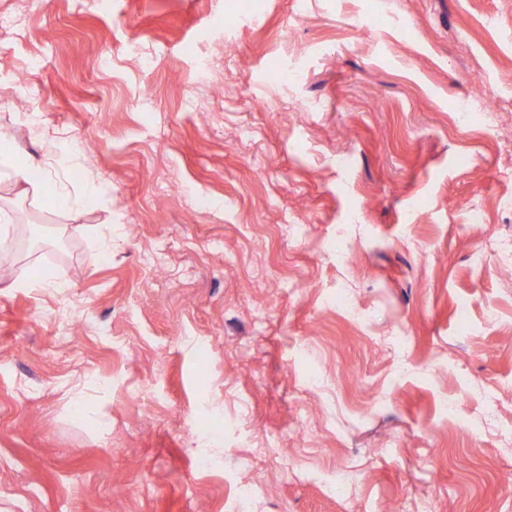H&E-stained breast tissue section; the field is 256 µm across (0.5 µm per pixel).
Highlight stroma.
<instances>
[{
  "label": "stroma",
  "mask_w": 512,
  "mask_h": 512,
  "mask_svg": "<svg viewBox=\"0 0 512 512\" xmlns=\"http://www.w3.org/2000/svg\"><path fill=\"white\" fill-rule=\"evenodd\" d=\"M0 13V129L77 199L15 200L0 251V512H512V0Z\"/></svg>",
  "instance_id": "stroma-1"
}]
</instances>
